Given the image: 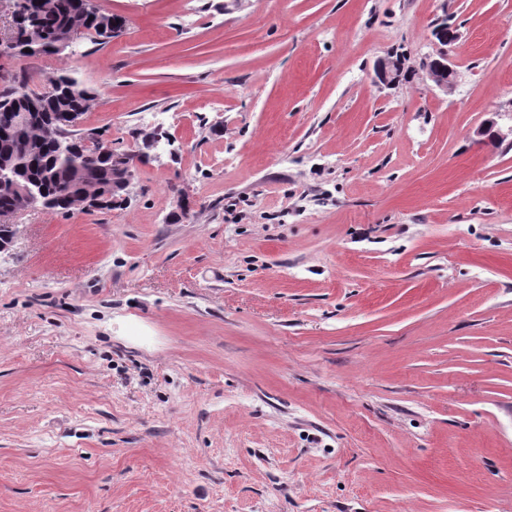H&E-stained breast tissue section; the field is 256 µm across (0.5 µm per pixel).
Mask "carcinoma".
<instances>
[{
    "label": "carcinoma",
    "instance_id": "cac0c4a2",
    "mask_svg": "<svg viewBox=\"0 0 512 512\" xmlns=\"http://www.w3.org/2000/svg\"><path fill=\"white\" fill-rule=\"evenodd\" d=\"M34 9L40 12L34 57L57 54L55 43L70 33L75 21L83 30L93 31L105 40L118 33L112 27L116 17L101 10L93 0H41V5ZM94 99V91L85 86L76 87L71 94L60 91L47 100L39 95H27L22 100L9 94L7 88L0 90V127L6 130L0 133V161L21 169L25 180L37 184L45 197L58 200L68 194H80L102 199L112 193V153L103 151L97 142L85 147L82 153L66 158L57 153L56 137L59 134L77 137L70 128L36 120L20 136L11 132L21 112H74L80 117Z\"/></svg>",
    "mask_w": 512,
    "mask_h": 512
}]
</instances>
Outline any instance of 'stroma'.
I'll return each mask as SVG.
<instances>
[{"instance_id": "1", "label": "stroma", "mask_w": 512, "mask_h": 512, "mask_svg": "<svg viewBox=\"0 0 512 512\" xmlns=\"http://www.w3.org/2000/svg\"><path fill=\"white\" fill-rule=\"evenodd\" d=\"M94 2L0 87L149 159L8 218L0 512H512V0Z\"/></svg>"}]
</instances>
